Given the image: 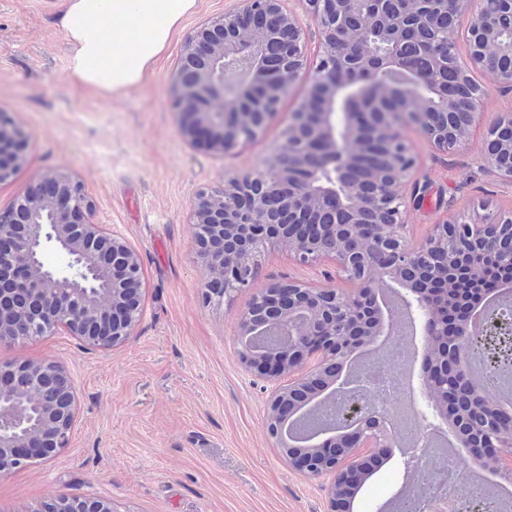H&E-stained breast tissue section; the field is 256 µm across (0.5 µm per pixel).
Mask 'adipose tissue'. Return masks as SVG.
I'll use <instances>...</instances> for the list:
<instances>
[{
    "mask_svg": "<svg viewBox=\"0 0 512 512\" xmlns=\"http://www.w3.org/2000/svg\"><path fill=\"white\" fill-rule=\"evenodd\" d=\"M194 5L195 0H65L58 26L70 46V79L107 97L139 85Z\"/></svg>",
    "mask_w": 512,
    "mask_h": 512,
    "instance_id": "1",
    "label": "adipose tissue"
}]
</instances>
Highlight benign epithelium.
<instances>
[{
	"instance_id": "obj_1",
	"label": "benign epithelium",
	"mask_w": 512,
	"mask_h": 512,
	"mask_svg": "<svg viewBox=\"0 0 512 512\" xmlns=\"http://www.w3.org/2000/svg\"><path fill=\"white\" fill-rule=\"evenodd\" d=\"M284 0H240L238 9L200 26L188 38L171 85L180 133L192 146L227 152L261 134L277 116L296 75L309 63L308 40L318 39L314 78L306 97L291 112L283 139L262 166L237 175L193 202L196 242L207 272L224 269L218 297L250 287L257 258L267 247L284 246L293 259L308 264L327 259L339 288L290 279L260 289L238 321L239 356L247 370L271 384L266 408L268 434L288 463L311 478L330 479L328 512H353L369 477L367 458L392 455L395 437L387 412L376 403L355 401L337 424L311 443L284 438L321 397L336 390L344 365L361 347L391 332L392 317L380 302V286L402 284L420 315L426 353L420 375L428 409L419 417L451 427L466 449L470 465L491 479L512 476V412L470 379L464 355L475 339L490 358L506 355L512 316L474 302L455 325L451 369L438 370L434 357L448 325L430 289L419 277L430 272L445 288L453 252L462 241L500 252L512 265V248L502 249L504 224L512 217L435 224L424 241L410 242L408 188L416 161L405 130L415 128L439 150L466 145L485 115L489 89L476 81L458 93L433 87L421 77L411 86L409 104L395 112H365L362 103L378 101L387 90L364 75L388 68L409 70L401 50L406 36L420 27L442 26V16L467 19L463 38L469 64L456 66L493 76L512 87V70L498 58L512 55V42L499 41L504 24L512 28V0L495 15L485 0H444L443 14L428 17L422 0H305L314 31L303 29ZM376 33L392 47L376 48ZM289 74L281 82H261L269 58ZM464 108L461 125L450 129L430 122L427 109ZM382 139L376 166L360 173L358 159L369 130ZM31 133L0 113V184L26 162ZM483 166L512 183V110L497 112L484 130ZM330 172L332 182L319 180ZM93 204L70 174L44 175L0 211V339H29L65 330L83 342L107 348L131 335L142 314L143 270L138 253L123 239L92 221ZM329 215L314 234L283 232L281 225ZM54 247L61 268L45 264ZM274 327L279 346L262 341ZM455 393L488 415L468 426L438 405ZM37 405L36 424L24 412ZM76 413L75 387L54 362L0 363V477L28 465L31 457H54L70 442Z\"/></svg>"
}]
</instances>
